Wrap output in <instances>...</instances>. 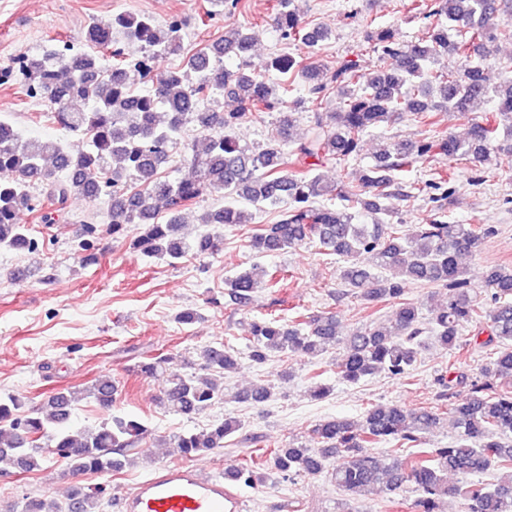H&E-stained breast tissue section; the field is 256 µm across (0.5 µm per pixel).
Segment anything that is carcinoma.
I'll return each instance as SVG.
<instances>
[{
	"label": "carcinoma",
	"mask_w": 512,
	"mask_h": 512,
	"mask_svg": "<svg viewBox=\"0 0 512 512\" xmlns=\"http://www.w3.org/2000/svg\"><path fill=\"white\" fill-rule=\"evenodd\" d=\"M291 0H275V21L281 34L310 48L311 56L296 59L277 56L264 64L283 75L278 87L269 85L261 67L250 60L254 39L229 20L224 37L211 47L187 53L181 23L158 25L146 14L120 13L89 22L84 42L89 50L66 52L48 49L27 57L19 74L32 93L48 102L47 116L70 134L64 145L53 139L23 138L16 127L0 119V248L21 251L35 247L28 228L17 222V211L29 205L30 182L43 187L47 208L44 224H55L70 197L104 196L109 202L112 234L122 235L127 225L140 226L133 248L148 257L169 261L186 254L180 235L183 210L201 195L222 193L252 205L276 206L288 201L272 224H262L249 236L251 250L273 255L303 243H314L325 255L343 265L340 280L365 302L388 301L394 307L388 326H367L347 337V353L336 360V377L355 383L377 373L402 378L417 361L423 330L419 307L405 298L404 284L416 282L448 290V301L431 311L429 324L445 350L463 348L461 330L468 323L486 322L490 335L482 346L490 349L482 367L484 380L464 375L437 377L438 407L407 409L399 404L375 405L359 423L336 418L315 425L320 447L289 442L270 448L260 460L236 467L239 481L262 486L273 478L288 479L301 473L318 476L325 461L336 459L330 473L336 489L346 496L390 494L414 482L420 512H435L444 496L461 501L463 512H512V266L487 270L484 287L490 303L484 304L470 287L461 257L480 250L495 233L485 224H450L440 218L417 224L407 232L387 222L388 205L404 196L405 173L420 162L438 156L450 161L482 164L498 152L501 133L512 137V80L490 87L481 69L460 66L448 73L428 71L427 63L440 57L457 61L488 51L487 44L512 40V0H434L429 15L436 22L426 39L403 44L394 41L390 28L365 33L369 48L382 52L390 64L365 73L350 60L331 74L322 71L313 57L331 39V31L307 30ZM119 30L129 44L149 52V58L183 57L174 71L153 73L142 61L132 59L125 47L112 40ZM112 53V66L103 64L102 51ZM226 55L239 58L234 71L224 69ZM144 70L151 89L132 91L127 71ZM301 79L308 83L313 113L306 136L291 149L293 105L288 95ZM336 91L343 103L340 112H324L326 91ZM437 91L440 101L426 99ZM227 94L238 103L234 112H214L202 105L215 95ZM495 97L494 110L473 123L467 137L433 136L391 140L380 148L375 163L359 174L360 190L346 192L328 183L315 167L329 160L346 162L359 156L363 137L372 129L395 122L405 112L432 120V113L452 107L467 112L472 101ZM281 111L276 137L265 147L250 150L239 143L235 128L257 112ZM195 123L205 132V145L193 152L192 176L172 182L161 174L170 160V148L183 126ZM452 174L409 187L419 193L438 191V201L448 200L455 189ZM317 198H338L339 206L314 205ZM166 222H156L160 210ZM368 213L372 224L356 222ZM203 224H249L251 217L236 204L207 212ZM276 273L252 265L227 282L228 296L243 304L264 279ZM338 336L336 315L326 312L290 324L275 319L254 320L249 336V358L257 365L296 354L320 356ZM203 374L184 376L170 370L169 359L157 358L139 365L147 376L169 373L160 403L182 415L200 414L217 399L224 387L215 374L237 365V354L225 344L203 351ZM468 385V397L450 403L458 429L453 445L422 447L423 435L443 420V406L454 396V386ZM117 386L102 375L86 389L87 397L102 408L112 406ZM75 392L59 390L49 397L46 409L26 408L15 394L0 395V461L24 472L37 470L52 454L68 461L76 474L107 475L133 463L127 449L139 444L144 425L113 417L93 428L71 431L68 421ZM241 428L233 418L215 420L201 431L174 436L170 447L184 458H196L224 447V439ZM388 442L394 455L381 460L369 448ZM407 448L414 452L402 455ZM493 473L496 480L450 482L448 476ZM81 512H101L105 487L80 489ZM21 512H70L68 503L54 499L27 500Z\"/></svg>",
	"instance_id": "carcinoma-1"
}]
</instances>
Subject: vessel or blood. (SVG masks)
Masks as SVG:
<instances>
[{
  "label": "vessel or blood",
  "mask_w": 512,
  "mask_h": 512,
  "mask_svg": "<svg viewBox=\"0 0 512 512\" xmlns=\"http://www.w3.org/2000/svg\"><path fill=\"white\" fill-rule=\"evenodd\" d=\"M235 476L185 463L159 466L129 492L113 496L112 512H247L245 499L230 489Z\"/></svg>",
  "instance_id": "vessel-or-blood-1"
}]
</instances>
